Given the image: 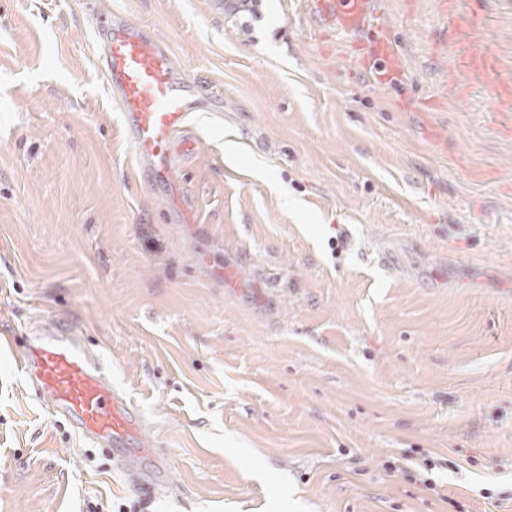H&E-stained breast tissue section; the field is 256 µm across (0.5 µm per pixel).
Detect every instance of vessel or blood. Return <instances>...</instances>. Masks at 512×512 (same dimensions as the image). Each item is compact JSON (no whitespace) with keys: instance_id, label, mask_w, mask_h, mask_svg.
Returning <instances> with one entry per match:
<instances>
[{"instance_id":"obj_1","label":"vessel or blood","mask_w":512,"mask_h":512,"mask_svg":"<svg viewBox=\"0 0 512 512\" xmlns=\"http://www.w3.org/2000/svg\"><path fill=\"white\" fill-rule=\"evenodd\" d=\"M317 16L341 30L372 27L368 0H314ZM99 62L136 161L150 178L176 191L172 177L176 137L198 108L196 86L178 74L167 51L142 26L120 22L96 29ZM374 57L388 70L400 66L392 42L377 32ZM18 371L54 414L71 420L94 444L115 449L128 462L139 437L140 416L112 381V368L76 331L36 330L15 358Z\"/></svg>"}]
</instances>
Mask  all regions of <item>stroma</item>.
I'll return each mask as SVG.
<instances>
[{
  "label": "stroma",
  "mask_w": 512,
  "mask_h": 512,
  "mask_svg": "<svg viewBox=\"0 0 512 512\" xmlns=\"http://www.w3.org/2000/svg\"><path fill=\"white\" fill-rule=\"evenodd\" d=\"M372 5L390 84L311 0H0V336L81 331L169 466L130 480L0 352V512H512V109L465 68L512 76V0ZM110 16L197 84L196 223L118 121ZM423 456L436 490L387 467ZM375 33L371 49L373 56L384 61L389 71L398 69L401 62L394 54L390 38L383 30H375Z\"/></svg>",
  "instance_id": "35a3bbf8"
}]
</instances>
